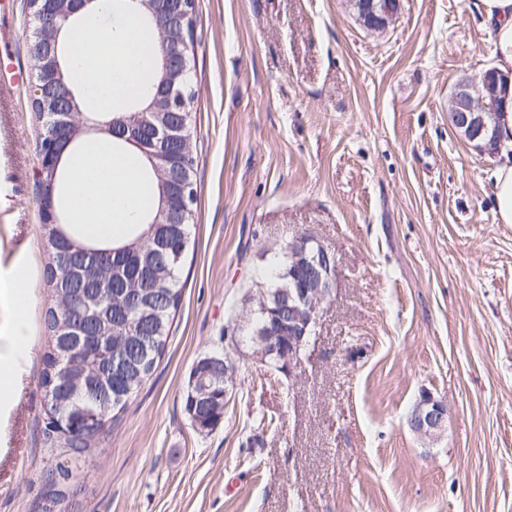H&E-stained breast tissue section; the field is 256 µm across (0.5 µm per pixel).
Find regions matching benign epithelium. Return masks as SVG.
<instances>
[{"mask_svg":"<svg viewBox=\"0 0 512 512\" xmlns=\"http://www.w3.org/2000/svg\"><path fill=\"white\" fill-rule=\"evenodd\" d=\"M94 0H28L30 14L36 23L29 53L34 70L32 102L50 114L52 121L40 136V179L42 223L47 231L51 260L59 264L62 272L54 273L53 286L58 288L63 306L78 311L75 322H61L56 328L60 336L61 353L70 355L66 369L78 365L80 355L102 352L108 358L105 376L121 374L126 358L112 351V343L105 337L112 335L108 310L96 300L73 291L74 281L96 280L102 275L120 277L119 269L102 272L97 263L82 266L65 264V257L77 248L79 240L58 233L61 223L59 201L56 194L60 162L67 149L85 133L88 127L76 120L81 114L73 95L69 77L62 67L56 46L61 25L83 10ZM146 14L158 21V78L149 92V104L144 112L149 116L152 135H140L138 116L141 111L126 115L113 114L106 123L112 137L134 146L151 162L160 191V205L152 217L154 246L151 251L136 254L142 279L152 283L159 279L162 262L171 255L173 243L179 237L181 225L193 215L195 201L194 168L191 163V96L193 92L188 76L194 52L193 23L195 0H137ZM358 18L371 32H383L395 22L400 0H387L381 13L374 11V0H356ZM499 76L493 69L486 70L479 80L468 77L458 80L450 95L451 125L475 147L482 150L497 148L495 136L489 134L483 113L495 103ZM296 255L294 275L299 282L295 293L288 295V326L265 330L266 342L285 339L288 349L282 353L281 364L291 371L308 343L310 327L317 324L323 311L327 293L321 289L324 277L331 271L327 249L308 251L309 237L294 238ZM100 323L102 332L89 339L82 326ZM448 416L447 406L431 396L423 397L412 418L414 430L425 436L439 434Z\"/></svg>","mask_w":512,"mask_h":512,"instance_id":"1","label":"benign epithelium"}]
</instances>
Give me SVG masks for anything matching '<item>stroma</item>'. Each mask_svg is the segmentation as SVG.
Returning a JSON list of instances; mask_svg holds the SVG:
<instances>
[{
    "label": "stroma",
    "mask_w": 512,
    "mask_h": 512,
    "mask_svg": "<svg viewBox=\"0 0 512 512\" xmlns=\"http://www.w3.org/2000/svg\"><path fill=\"white\" fill-rule=\"evenodd\" d=\"M0 85V281L29 290L21 398L0 405V512H37L62 455L45 439L43 316L53 303L40 212L27 0ZM195 226L183 301L154 373L66 482L59 512H512V224L495 153L448 122L462 76L494 61L473 0H401L367 32L349 0H196ZM307 234L332 290L292 373L252 353L259 284ZM242 358L224 419L183 409L193 363ZM448 404L416 433L423 394ZM275 417L259 444L247 438ZM493 172V200L500 224H512V155L503 153ZM447 406L431 396H424L417 404L412 418L414 430L425 436H436L445 425Z\"/></svg>",
    "instance_id": "obj_1"
}]
</instances>
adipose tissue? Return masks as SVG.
Wrapping results in <instances>:
<instances>
[{
	"instance_id": "ef3b65f1",
	"label": "adipose tissue",
	"mask_w": 512,
	"mask_h": 512,
	"mask_svg": "<svg viewBox=\"0 0 512 512\" xmlns=\"http://www.w3.org/2000/svg\"><path fill=\"white\" fill-rule=\"evenodd\" d=\"M475 7L494 32V67L504 79L496 126L501 143L512 144V0H477ZM140 34L138 15L117 0H108L103 11L77 15L65 53L93 111H111L115 97L109 86L133 87L154 64L157 51L140 44ZM67 180V201L80 239L109 240L136 224L142 202L140 169L129 150L115 147L110 134L86 138L81 160L68 169ZM0 299L21 311L9 336L0 339V374H9L30 343L29 323L22 314L27 292L11 281L0 289Z\"/></svg>"
}]
</instances>
